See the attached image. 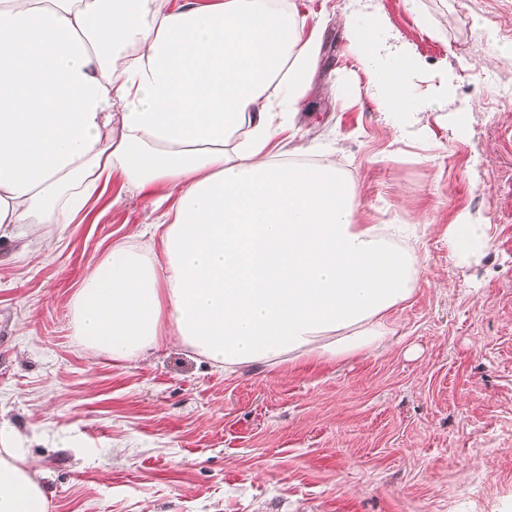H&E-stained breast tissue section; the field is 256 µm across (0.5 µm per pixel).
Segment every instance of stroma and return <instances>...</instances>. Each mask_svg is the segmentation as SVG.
Wrapping results in <instances>:
<instances>
[{"label":"stroma","mask_w":512,"mask_h":512,"mask_svg":"<svg viewBox=\"0 0 512 512\" xmlns=\"http://www.w3.org/2000/svg\"><path fill=\"white\" fill-rule=\"evenodd\" d=\"M316 88L295 128L341 168L366 224H421L426 257L385 347L225 376L177 344L115 361L74 336L70 299L155 222L121 180L52 250L0 245V418L31 438L50 512H512V0H311ZM410 75L400 132L349 51L343 13ZM490 225L457 263L448 227Z\"/></svg>","instance_id":"obj_1"}]
</instances>
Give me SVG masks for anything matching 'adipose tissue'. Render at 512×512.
Masks as SVG:
<instances>
[{"instance_id": "ef3b65f1", "label": "adipose tissue", "mask_w": 512, "mask_h": 512, "mask_svg": "<svg viewBox=\"0 0 512 512\" xmlns=\"http://www.w3.org/2000/svg\"><path fill=\"white\" fill-rule=\"evenodd\" d=\"M318 23L296 0H0V238L73 223L121 176L171 209L114 244L70 300L75 336L117 361L173 342L233 375L380 348L425 267L404 224L356 221L336 166L287 135L313 88ZM360 65L393 113L421 112L414 59ZM490 227H448L461 262ZM28 436L0 420V512H49Z\"/></svg>"}]
</instances>
